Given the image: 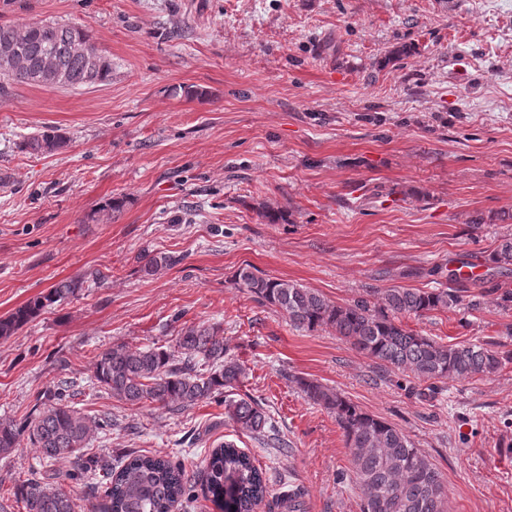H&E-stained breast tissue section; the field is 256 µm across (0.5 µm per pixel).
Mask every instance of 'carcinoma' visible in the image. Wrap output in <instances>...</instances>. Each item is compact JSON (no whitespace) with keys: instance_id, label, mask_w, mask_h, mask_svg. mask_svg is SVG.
Masks as SVG:
<instances>
[{"instance_id":"1","label":"carcinoma","mask_w":512,"mask_h":512,"mask_svg":"<svg viewBox=\"0 0 512 512\" xmlns=\"http://www.w3.org/2000/svg\"><path fill=\"white\" fill-rule=\"evenodd\" d=\"M93 43L87 27L37 22L23 32L0 25V44H12L24 55L26 68L1 72L7 80L35 84L31 72L43 56L53 55L66 71L69 87L105 83L112 79V59L103 56L91 72L79 42ZM66 143L57 129H47L22 143L25 149L51 153ZM491 260L499 268L512 266V238L502 239ZM239 287L263 304L277 308L296 328L325 327L346 340L359 353L381 366L394 367L423 380L451 378L462 381L496 373L512 356L489 343L442 344L405 328L401 318L455 308L477 311L480 303L458 288H390L375 303L361 298L350 304L333 303L320 293L288 280L266 278L243 267L236 274ZM80 280L63 281L0 319V338L12 335L41 311L75 295ZM224 338L205 327L187 326L172 350L117 343L96 356L94 380L112 397L131 405L149 402L168 410H185L203 400L224 398L226 417L237 429L261 437L270 428L263 407L253 399L226 398L245 376V369L227 357ZM301 390L336 417L343 429L356 482L361 488V512H448L444 483L436 466L396 426L362 411L349 399L322 384L300 379ZM70 382L60 381L47 401L23 421L0 419V453L16 447L28 434L32 445L48 459H69L86 478L97 466L83 461L92 435L111 426L75 406ZM106 512H171L187 492L185 469L159 455H129L117 468L105 472ZM207 489L212 501L224 505L225 481L237 487L235 512H254L264 501L267 487L250 456L233 443L212 449L206 466ZM27 512H78L75 499L61 487L60 476L31 477L16 488Z\"/></svg>"}]
</instances>
